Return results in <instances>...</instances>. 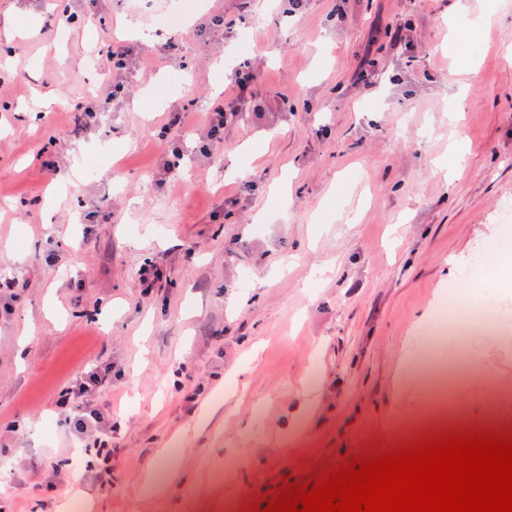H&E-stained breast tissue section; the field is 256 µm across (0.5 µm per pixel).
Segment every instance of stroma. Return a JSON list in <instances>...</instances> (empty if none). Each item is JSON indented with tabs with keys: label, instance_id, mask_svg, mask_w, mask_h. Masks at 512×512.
Returning a JSON list of instances; mask_svg holds the SVG:
<instances>
[{
	"label": "stroma",
	"instance_id": "1",
	"mask_svg": "<svg viewBox=\"0 0 512 512\" xmlns=\"http://www.w3.org/2000/svg\"><path fill=\"white\" fill-rule=\"evenodd\" d=\"M495 22L442 48L456 0H0L27 29L0 42V481L12 512H247L367 445L395 449L448 420L408 366L450 283L512 299V0H470ZM229 25L213 28V16ZM125 89L89 68L124 19ZM402 30V50L388 34ZM257 65L261 114L202 152L196 133L237 59ZM376 85H353L363 59ZM193 129L164 171L162 112ZM463 168L435 170L453 134ZM234 192V212L223 197ZM162 276L144 287L153 257ZM452 392L474 422L512 413V345ZM107 372L114 484L57 468L70 444L58 394ZM175 477L146 492V477Z\"/></svg>",
	"mask_w": 512,
	"mask_h": 512
}]
</instances>
